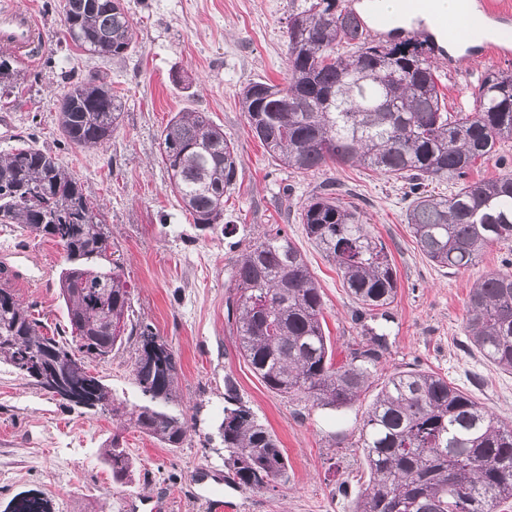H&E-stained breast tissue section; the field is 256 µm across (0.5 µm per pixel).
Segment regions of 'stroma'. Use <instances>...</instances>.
I'll return each mask as SVG.
<instances>
[{"label":"stroma","instance_id":"35a3bbf8","mask_svg":"<svg viewBox=\"0 0 512 512\" xmlns=\"http://www.w3.org/2000/svg\"><path fill=\"white\" fill-rule=\"evenodd\" d=\"M19 2L37 18L41 47L34 59L15 63L8 102L0 105V153L25 142L50 151L102 207L112 256L122 263L131 293L132 322L151 325L178 355V403L191 429L181 447H164L133 427L118 429L111 414L66 407L2 362L0 512H9L11 501L27 493L49 500L55 512H129L131 499L138 512H152L159 500L166 501L165 512H210L209 502L217 498L230 512H351L353 494L369 479L356 441L374 391L341 411L271 392L240 356L226 309L238 255L259 234L279 230L304 255L322 292L337 357L359 341L355 304L335 264L308 239L298 218L302 203L331 179L342 186L343 205L357 207L386 244L397 270L398 294L383 325L387 346L376 382L423 368L512 421V374L469 350L462 330L473 282L506 269L512 251L491 248L465 271L438 267L412 237L407 203L393 180L346 166L297 174L276 165L251 136L238 96L257 79L283 83L288 0H125L136 48L121 59L76 50L48 0ZM498 71L512 73V57L467 53L453 65H440L449 113L470 111L472 90ZM97 73L108 75L123 100L120 128L101 149L65 144L57 128L58 98L64 87ZM188 110L208 113L223 126L241 156L224 221L203 232L171 192L159 153L162 129L175 113ZM62 255L54 241L0 224L7 286L47 335L67 321L58 296ZM137 348V336H128L109 359L86 363L130 410L147 402L132 376ZM229 380L288 459L289 481L276 490L255 491L226 476L219 426ZM117 430L135 462L126 484L113 482L100 456ZM342 482L348 487L344 495L337 490Z\"/></svg>","mask_w":512,"mask_h":512}]
</instances>
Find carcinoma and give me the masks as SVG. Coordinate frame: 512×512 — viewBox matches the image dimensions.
<instances>
[{
  "instance_id": "carcinoma-1",
  "label": "carcinoma",
  "mask_w": 512,
  "mask_h": 512,
  "mask_svg": "<svg viewBox=\"0 0 512 512\" xmlns=\"http://www.w3.org/2000/svg\"><path fill=\"white\" fill-rule=\"evenodd\" d=\"M64 37L83 52L122 58L135 49L123 0H58ZM284 85L248 83L239 104L251 135L283 166L304 174L332 162L402 183L406 221L433 264L459 271L493 246L512 251V173L469 180L495 146L512 139V73L489 74L472 92L473 108L452 120L436 68L421 43L370 38L366 17L349 0H288ZM122 101L96 74L61 94L58 127L65 142L103 147L120 126ZM169 186L199 230L224 219V196L239 180L238 146L206 112L176 113L160 133ZM457 190L435 194L434 182ZM327 184L301 205L307 237L336 263L357 304L361 339L334 362L324 302L300 250L281 231L264 233L238 256L235 297L227 306L238 347L273 393L321 407H352L369 388L385 334L369 325L388 317L398 293L391 252L361 213ZM0 224H16L64 251L59 281L69 336H46L41 322L0 286V362L88 411L124 416L107 387L76 365L83 353L108 359L130 319V292L101 209L80 179L51 153L24 143L0 154ZM133 375L148 403L129 423L168 448L186 440L185 414L173 399L180 365L148 325ZM463 332L495 369L512 373V272L492 271L470 288ZM220 428L224 467L235 483L275 489L288 482V459L273 432L239 402L228 381ZM357 447L370 473L353 512H501L512 502V424L472 395L427 370L389 375L366 411ZM102 459L112 481L134 472L122 433Z\"/></svg>"
}]
</instances>
